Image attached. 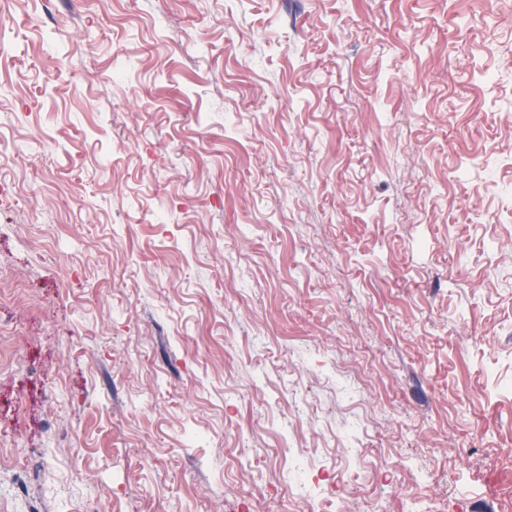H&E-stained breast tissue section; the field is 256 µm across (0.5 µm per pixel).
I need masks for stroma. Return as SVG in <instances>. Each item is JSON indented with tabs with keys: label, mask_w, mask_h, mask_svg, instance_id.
Instances as JSON below:
<instances>
[{
	"label": "stroma",
	"mask_w": 512,
	"mask_h": 512,
	"mask_svg": "<svg viewBox=\"0 0 512 512\" xmlns=\"http://www.w3.org/2000/svg\"><path fill=\"white\" fill-rule=\"evenodd\" d=\"M0 16V512H512V0ZM363 461V471L362 474H351L347 471L341 470L340 472H336L337 482L343 483L348 489L358 491L361 489V485L363 484V476L364 469L368 468L369 470L376 472L383 467H386L387 463L384 459L372 458L367 462L365 459Z\"/></svg>",
	"instance_id": "obj_1"
}]
</instances>
